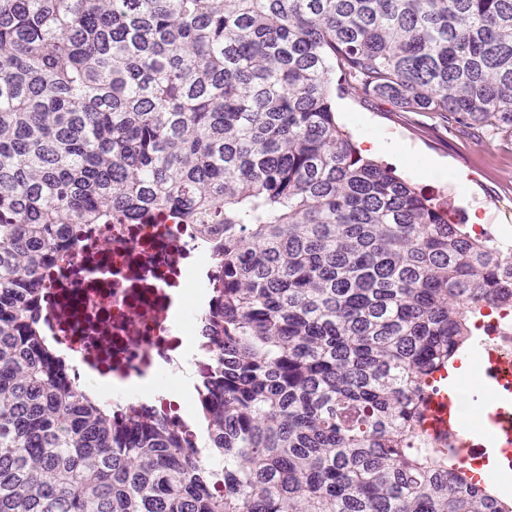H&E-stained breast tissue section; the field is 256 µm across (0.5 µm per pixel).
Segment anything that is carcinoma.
Returning <instances> with one entry per match:
<instances>
[{
  "instance_id": "cac0c4a2",
  "label": "carcinoma",
  "mask_w": 512,
  "mask_h": 512,
  "mask_svg": "<svg viewBox=\"0 0 512 512\" xmlns=\"http://www.w3.org/2000/svg\"><path fill=\"white\" fill-rule=\"evenodd\" d=\"M512 138V0H0V512H512L422 429L512 313V240L364 157L334 96ZM199 225L202 426L121 422L38 314L76 224Z\"/></svg>"
}]
</instances>
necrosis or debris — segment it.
<instances>
[{"label":"necrosis or debris","mask_w":512,"mask_h":512,"mask_svg":"<svg viewBox=\"0 0 512 512\" xmlns=\"http://www.w3.org/2000/svg\"><path fill=\"white\" fill-rule=\"evenodd\" d=\"M203 253L198 225L167 214L149 224L77 225L67 258L40 274L48 335L91 370L121 381L153 371L165 380L182 345L170 291ZM478 328L482 373L505 398L496 420L512 427V322Z\"/></svg>","instance_id":"obj_1"}]
</instances>
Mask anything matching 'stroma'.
<instances>
[{"mask_svg": "<svg viewBox=\"0 0 512 512\" xmlns=\"http://www.w3.org/2000/svg\"><path fill=\"white\" fill-rule=\"evenodd\" d=\"M334 107L359 148L396 143L399 153L376 151L373 159L425 193L448 197L459 222L477 216L494 231L512 234V140L450 131L430 115L354 96L335 97Z\"/></svg>", "mask_w": 512, "mask_h": 512, "instance_id": "obj_1", "label": "stroma"}]
</instances>
